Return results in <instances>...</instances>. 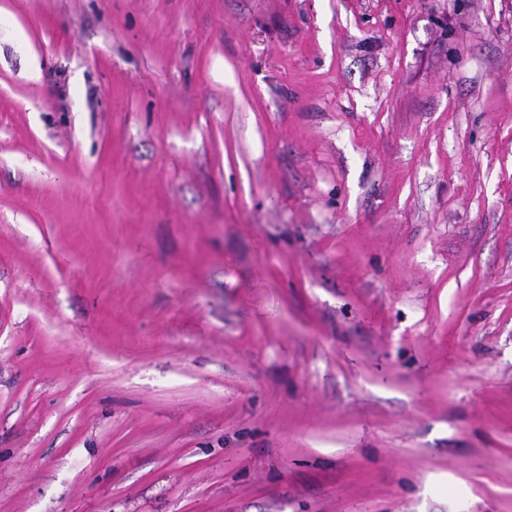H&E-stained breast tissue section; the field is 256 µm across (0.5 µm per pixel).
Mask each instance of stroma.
<instances>
[{
	"instance_id": "35a3bbf8",
	"label": "stroma",
	"mask_w": 512,
	"mask_h": 512,
	"mask_svg": "<svg viewBox=\"0 0 512 512\" xmlns=\"http://www.w3.org/2000/svg\"><path fill=\"white\" fill-rule=\"evenodd\" d=\"M0 512H512V0H0Z\"/></svg>"
}]
</instances>
